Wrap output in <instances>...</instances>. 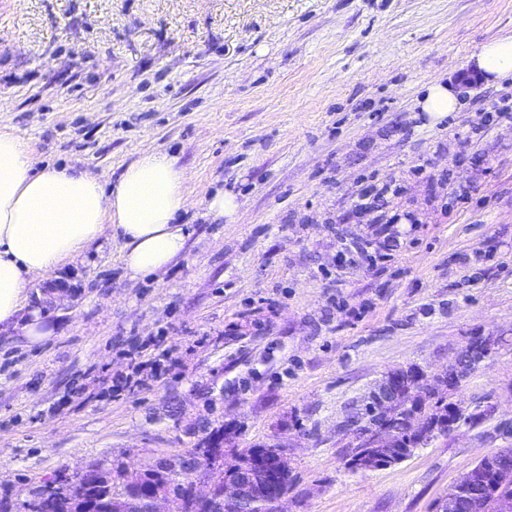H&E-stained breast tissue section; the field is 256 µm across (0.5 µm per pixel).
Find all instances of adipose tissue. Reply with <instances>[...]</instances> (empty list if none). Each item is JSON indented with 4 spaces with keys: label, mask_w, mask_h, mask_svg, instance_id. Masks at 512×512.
Returning <instances> with one entry per match:
<instances>
[{
    "label": "adipose tissue",
    "mask_w": 512,
    "mask_h": 512,
    "mask_svg": "<svg viewBox=\"0 0 512 512\" xmlns=\"http://www.w3.org/2000/svg\"><path fill=\"white\" fill-rule=\"evenodd\" d=\"M467 66L488 83L512 77V36L483 44ZM461 106V89L442 81L417 102L430 127ZM188 199L186 175L165 152L144 150L108 188L84 169L35 168L27 145L0 132V326H19L31 343L47 339L40 311L19 318L28 289L109 234H118L132 278L166 269L185 250L178 217Z\"/></svg>",
    "instance_id": "ef3b65f1"
}]
</instances>
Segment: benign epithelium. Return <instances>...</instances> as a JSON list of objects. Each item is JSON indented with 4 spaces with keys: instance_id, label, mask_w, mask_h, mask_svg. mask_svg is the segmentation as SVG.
Wrapping results in <instances>:
<instances>
[{
    "instance_id": "7a95c632",
    "label": "benign epithelium",
    "mask_w": 512,
    "mask_h": 512,
    "mask_svg": "<svg viewBox=\"0 0 512 512\" xmlns=\"http://www.w3.org/2000/svg\"><path fill=\"white\" fill-rule=\"evenodd\" d=\"M459 353L438 373L414 366L426 396L448 404V417L440 423H427L419 407L401 405L393 371L376 382L367 405L380 418L381 427L361 428L355 439L358 454L349 464L362 470L378 469L400 463L436 438L453 433L469 417L458 403L447 401L444 392L458 388L473 372L479 361L466 363ZM406 411L409 428L419 434L415 447L394 453L398 432L390 427L391 419ZM234 463L223 465L224 449L212 445L196 448L193 454L162 458L151 468L150 489L145 497L125 495L112 500V512H197L200 504L206 512H251L257 501L268 504L270 512H281L280 504L289 491L290 468L286 450L279 445L248 453L234 449ZM224 466V483L207 477V473ZM507 471L489 454L463 473L448 489L439 512H512V494L499 493L496 485Z\"/></svg>"
}]
</instances>
